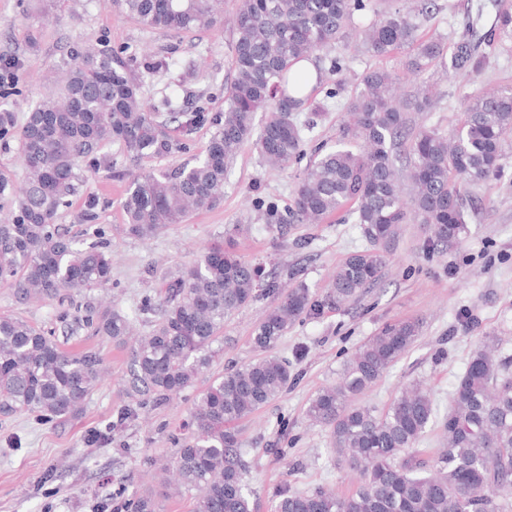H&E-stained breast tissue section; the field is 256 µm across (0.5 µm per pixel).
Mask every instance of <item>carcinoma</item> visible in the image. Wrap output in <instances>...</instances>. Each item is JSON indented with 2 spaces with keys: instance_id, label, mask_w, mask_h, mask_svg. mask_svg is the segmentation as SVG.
I'll return each mask as SVG.
<instances>
[{
  "instance_id": "carcinoma-1",
  "label": "carcinoma",
  "mask_w": 512,
  "mask_h": 512,
  "mask_svg": "<svg viewBox=\"0 0 512 512\" xmlns=\"http://www.w3.org/2000/svg\"><path fill=\"white\" fill-rule=\"evenodd\" d=\"M124 13L145 29L185 32L223 23L221 0H119ZM364 0H239L234 29L233 80L224 113L205 156L172 172L133 176L122 201L120 231L147 239L180 224L191 209L216 206L224 196L228 166L250 140L265 160L286 166L301 155L304 111L302 78L295 63L344 42L353 13ZM438 9L419 0L417 9L376 8L361 30L360 48L387 56L409 48L405 69L420 74L443 62L452 76L482 68L484 56L471 36L451 48L437 38L419 39L416 18ZM487 41L512 42V7L496 12ZM448 61H443V56ZM56 91L37 101L17 126L15 113L0 109V140L20 131L24 184L0 174V198L11 202L0 220V283L17 298L54 300L73 290L108 283L112 257L102 243L80 247L55 224L59 209L76 191L79 163L107 143H119L134 159L163 157L180 144L158 121L128 63L108 49L84 46L70 53L56 74ZM434 93L420 85L406 96L400 77L373 69L348 105L343 146L324 154L297 183L291 218L319 224L349 209L368 246L336 269L322 301L306 288L264 284L278 302L255 326L252 344L266 351L296 321L327 303L357 297L382 277L386 246L400 225L429 226V245L450 247L467 232L461 187L501 173L500 160L512 135V89L488 90L464 106L458 129L446 136L421 127L406 141V112H430ZM267 113L259 132L254 116ZM404 147L406 170L396 166ZM407 173L411 203L403 199ZM260 269L222 244L208 247L166 284L146 335L130 353L126 394L165 402L191 385L223 339L224 322L256 297ZM92 327L98 336L125 343L132 322L114 306L75 315L71 334ZM421 327L404 321L382 328L346 363L341 381L308 402L306 417L328 429L338 461L358 473L348 495L324 488L285 490L277 512H505L512 499V362L498 354V338L481 337L441 422L447 443L434 464L411 450L435 417L432 400L417 388L382 412L353 403L416 342ZM103 362L97 352L70 351L26 320L0 316V411L41 412L66 418L79 414L97 386ZM294 377L290 362L261 356L212 380L191 413V433L175 450L172 467L186 491L195 492L191 512H253L243 483L244 466L234 424L277 398Z\"/></svg>"
}]
</instances>
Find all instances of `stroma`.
<instances>
[{"label":"stroma","instance_id":"obj_1","mask_svg":"<svg viewBox=\"0 0 512 512\" xmlns=\"http://www.w3.org/2000/svg\"><path fill=\"white\" fill-rule=\"evenodd\" d=\"M481 3L490 22L512 0H439L436 14L418 18V33L451 42L466 31ZM237 6V0H224L226 21L215 28L174 33L142 28L117 0H64L49 12L42 10L41 0H0V56L17 63L11 88L0 90V108L24 117L30 104L53 91L52 77L71 48L90 44L133 59L145 99L152 104L171 99L184 114L171 125L183 151L136 161L120 144H105L97 167L81 168L76 193L58 212L57 224L78 242L103 237L112 254L108 284L69 292L60 301L21 303L14 288L0 283V315L29 321L66 348L95 350L105 368L78 417L0 414V512H130L132 503L146 495L158 499L162 512H190L191 493L167 491L162 469L189 435L190 413L201 392L230 366L257 358L253 329L276 299L263 293L236 312L224 324V341L210 365L191 386L164 403L143 401L136 417L126 420L121 414L131 405L125 393L127 348L87 329L70 337L68 316L116 306L130 316L135 333H143L150 321L143 308L158 301L165 279L220 241L261 265L270 278L304 285L321 299L336 267L367 246L360 225L346 214L320 224L287 219L295 186L310 161L319 151L335 148L365 73L377 67L404 71L406 51L379 58L353 53L342 43L311 58L318 80L309 97L324 112L313 129L304 131L300 160L274 168L246 144L228 167L218 205L190 214L150 240L119 232L121 204L133 175L171 170L204 154L214 132L210 119L223 111L231 79L230 19ZM482 53L485 64L477 75L449 80L440 65L421 75L419 81L432 86L438 103L433 111L410 113V130L427 126L451 133L467 96L491 86L512 87V51L486 46ZM160 59L166 60V69L154 70ZM197 112L205 113V121L191 122ZM502 165L501 176L466 189L475 211L459 244L435 249L427 243L425 225H401L387 248L389 263L380 281L352 301L297 322L272 348V355L289 360L296 378L236 425L254 512H275L285 488L325 487L341 494L355 488L353 474L334 458L328 430L312 425L305 409L312 395L340 381L347 359L385 325L417 320L422 332L357 402L382 411L407 387L422 384L438 422L412 454L429 461L445 444L439 421L448 414L453 388L481 336H502L503 353L512 355V137ZM91 197L98 201L92 210L86 207Z\"/></svg>","mask_w":512,"mask_h":512}]
</instances>
